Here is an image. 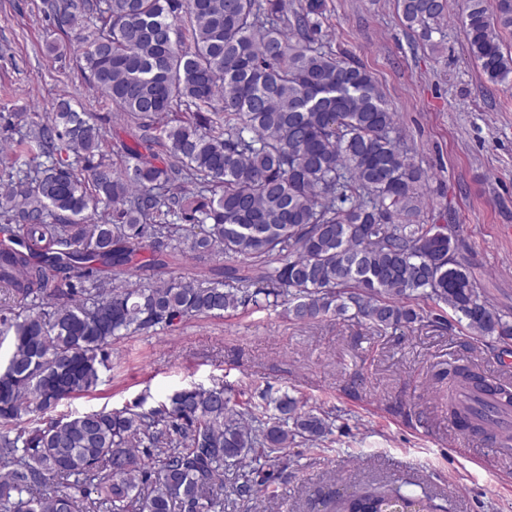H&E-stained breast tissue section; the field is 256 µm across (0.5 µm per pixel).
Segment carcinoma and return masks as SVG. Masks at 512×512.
Segmentation results:
<instances>
[{
  "instance_id": "1",
  "label": "carcinoma",
  "mask_w": 512,
  "mask_h": 512,
  "mask_svg": "<svg viewBox=\"0 0 512 512\" xmlns=\"http://www.w3.org/2000/svg\"><path fill=\"white\" fill-rule=\"evenodd\" d=\"M431 39L448 0H397ZM75 32L82 70L141 131L127 162L103 160L101 128L61 99L12 142L0 171V310L11 338L0 372V512H224V473L249 501L278 478L261 459L323 441L329 416L288 396L239 410L222 386L181 388L156 407L54 418L97 386L112 340L197 316L281 306L288 318H363L379 330L428 322L431 301L479 338L512 340L470 279L457 230L417 221L427 175L401 148L391 112L361 66L314 47L324 0H46ZM470 56L492 83L512 81V0H461ZM221 101L220 111L213 103ZM192 112L172 119L180 108ZM166 149L163 164L153 152ZM45 158L49 165L39 162ZM197 186L196 191L188 185ZM151 252L142 263V243ZM224 256V280L107 286L102 266L162 268L181 246ZM448 414L467 430L512 407V383L456 361ZM441 512L402 485L336 491L320 512Z\"/></svg>"
}]
</instances>
